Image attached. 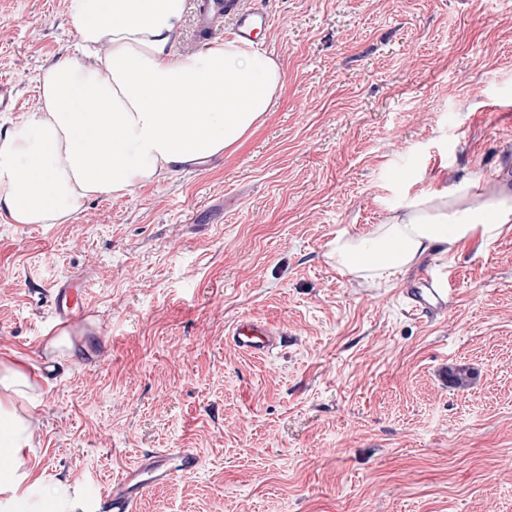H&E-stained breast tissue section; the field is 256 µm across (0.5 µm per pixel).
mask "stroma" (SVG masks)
I'll return each instance as SVG.
<instances>
[{"label": "stroma", "instance_id": "stroma-1", "mask_svg": "<svg viewBox=\"0 0 512 512\" xmlns=\"http://www.w3.org/2000/svg\"><path fill=\"white\" fill-rule=\"evenodd\" d=\"M247 2L286 79L236 151L64 224L0 212V361L35 384L22 468L41 481L0 512H83L159 448L200 466L138 512H512V229L423 258L453 286L433 320L402 302L415 269L368 287L328 257L427 190H512V0ZM75 44L65 0H0V132ZM73 277L95 315L45 374ZM245 317L281 346H234Z\"/></svg>", "mask_w": 512, "mask_h": 512}]
</instances>
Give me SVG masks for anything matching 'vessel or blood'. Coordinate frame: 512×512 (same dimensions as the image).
<instances>
[{"label": "vessel or blood", "instance_id": "1", "mask_svg": "<svg viewBox=\"0 0 512 512\" xmlns=\"http://www.w3.org/2000/svg\"><path fill=\"white\" fill-rule=\"evenodd\" d=\"M229 11L234 14L235 34L244 39L254 38L258 30L270 22L266 12L245 7L240 0H201L196 25L201 30H210ZM449 293L450 283L443 273L428 269L423 271L416 286L406 289L405 296L413 312L433 318L447 311ZM54 294L56 315L60 321L70 322L71 313L75 310L85 316L91 314L87 288L63 283L57 285ZM230 336L240 350L250 354L269 353L280 339L279 331L255 320L238 321ZM199 465L198 456L188 451L147 453L136 464L125 468L112 487L87 497L86 508L88 512H136L147 489L166 483L178 474H193Z\"/></svg>", "mask_w": 512, "mask_h": 512}]
</instances>
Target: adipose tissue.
<instances>
[{
	"mask_svg": "<svg viewBox=\"0 0 512 512\" xmlns=\"http://www.w3.org/2000/svg\"><path fill=\"white\" fill-rule=\"evenodd\" d=\"M92 62L64 59L38 76L40 101L0 134V210L16 224H63L97 196L123 197L164 174L236 149L275 107L277 57L234 39L175 49L187 0H66ZM512 224V192L463 178L391 209L372 231L337 238L329 258L356 278L384 281L430 251L488 241ZM33 383L0 361V493L18 492L35 429Z\"/></svg>",
	"mask_w": 512,
	"mask_h": 512,
	"instance_id": "obj_1",
	"label": "adipose tissue"
}]
</instances>
